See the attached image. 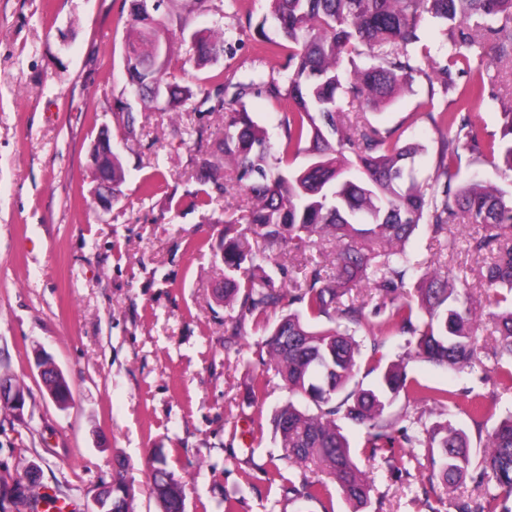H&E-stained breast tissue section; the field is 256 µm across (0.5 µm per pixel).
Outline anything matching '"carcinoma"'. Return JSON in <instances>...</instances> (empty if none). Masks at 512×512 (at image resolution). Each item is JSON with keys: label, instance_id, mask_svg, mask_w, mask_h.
Segmentation results:
<instances>
[{"label": "carcinoma", "instance_id": "cac0c4a2", "mask_svg": "<svg viewBox=\"0 0 512 512\" xmlns=\"http://www.w3.org/2000/svg\"><path fill=\"white\" fill-rule=\"evenodd\" d=\"M166 0L148 11L141 0H129L127 52L138 59L125 66L128 84L141 91L148 109L159 100L176 109L195 98L193 111L224 116L223 136L198 150L193 158L200 188L189 193L187 205L205 208L213 196L226 192L222 160L234 163L236 179L245 184L251 205L240 213L224 214L225 230L245 224L260 236L265 249L254 250L238 236L224 237V301L240 302L256 326L269 332L266 348L270 361L288 389V401L271 418L288 460L302 464L317 460L329 468L345 499L363 512L370 504L374 485L353 460L338 421L366 428L364 448L371 458H390L396 448H422L429 478L448 491L477 470L480 479L494 481L483 500L472 506L457 505L458 512H512V416L489 434L477 463H472L465 431L452 423L437 422L423 432L384 417L399 398L408 404L432 399L440 407L453 406L475 421L493 417L492 407L475 394L462 400L448 390L408 376L404 361L383 364L376 358L378 338L398 330L416 340L415 353L435 366L459 370L478 359V339L473 322L478 304L468 294L469 284L448 267L453 224H480L484 234L469 242V252L480 257L497 252L480 270V284L496 290L494 314L495 382L512 388V197L490 178L459 181L464 145L498 172L512 171V81L486 94L483 69L472 66L473 57L512 56V0H270L277 38L257 33L273 54L288 52V75L271 79L232 82L220 72L200 82L197 90L180 84L172 66L174 42L167 34L185 32L188 16L161 18ZM479 16L474 26L468 19ZM429 18L443 27L448 43L446 64L430 74L431 55L421 46V23ZM166 47V60L157 64L152 48ZM232 46L211 34L194 38L190 52L197 65L230 52ZM366 55L374 64L342 70L343 61ZM440 79L450 96L448 108L434 122L456 129L452 140L442 142L435 184L427 192L412 167L420 153L416 144L401 143L394 130L381 129L362 106H374L416 79ZM266 93L284 104V141L274 152L265 130L253 120L245 99ZM491 99L501 105L499 136L487 137L471 115L474 106ZM305 157L302 165L295 164ZM101 172L112 177L118 191L125 179L117 155L97 154ZM425 224L438 245L433 271L421 274L416 298L397 300L414 265L406 244L419 225ZM336 242L335 274L314 267L303 278L289 280L304 311L290 312L270 323L283 300L282 286L263 271L266 250L287 245L302 254L312 246ZM364 279L389 303L371 312L349 293L346 284ZM325 318L335 323L315 329L310 321ZM370 325L373 336L367 370H362L361 343L355 328ZM375 375L366 386L364 378ZM50 396L61 399L70 389L61 375L45 381ZM302 398L313 412L299 407ZM151 491L161 512H178L184 498L181 482L167 470L166 457L154 459ZM11 496L28 512H35L38 496L18 482ZM100 497L116 505V512H132L123 476H117Z\"/></svg>", "mask_w": 512, "mask_h": 512}]
</instances>
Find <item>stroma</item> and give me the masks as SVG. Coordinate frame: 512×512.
<instances>
[{
	"label": "stroma",
	"instance_id": "35a3bbf8",
	"mask_svg": "<svg viewBox=\"0 0 512 512\" xmlns=\"http://www.w3.org/2000/svg\"><path fill=\"white\" fill-rule=\"evenodd\" d=\"M225 16L195 14L191 31L224 35L233 53L199 68L187 46L176 49L185 84L216 71L246 81L280 75L285 55L273 56L256 33L267 0H240ZM124 0H0V373L25 389L21 410L0 407V484L39 469V490L73 512H94L99 492L124 472L133 512H160L150 490L152 461L185 488V512H352L332 474L286 459L270 418L288 399L283 381L262 363L265 337L239 306L224 305L221 249L225 209L246 208L249 197L232 168L224 196L203 209L184 200L198 187L192 159L195 127L213 136L221 115L183 106L158 112L134 105L125 128L113 99L125 87ZM426 80L369 112L385 128H401L420 144L416 170L433 180L447 129L436 127ZM125 168L121 196L111 210L96 207L91 153L102 130ZM162 171L153 195L142 184ZM333 246L289 255L274 249L271 271L287 266L331 273ZM241 321L236 336L226 324ZM477 362L458 372L416 357L405 336L390 337L385 361L407 362L422 383L461 395L481 394L497 417L512 413V389L491 379L495 337L486 317L476 324ZM50 355L71 389L66 406L48 395L35 369L37 352ZM265 391L254 392L256 377ZM416 414L434 424L451 420L479 458L488 432L456 410L419 403ZM352 455L375 484L368 512H457L465 499L481 501L483 487L461 482L455 493L431 485L427 467L388 469L369 460L364 427L343 423ZM322 482L320 500H291L289 485Z\"/></svg>",
	"mask_w": 512,
	"mask_h": 512
}]
</instances>
